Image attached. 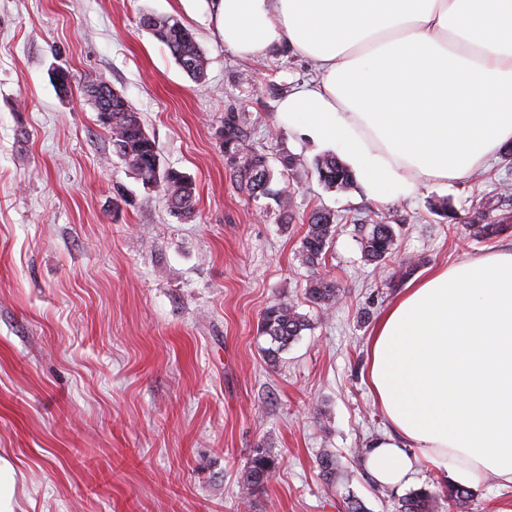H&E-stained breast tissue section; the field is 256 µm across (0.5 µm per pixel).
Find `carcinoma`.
Listing matches in <instances>:
<instances>
[{"label": "carcinoma", "instance_id": "1", "mask_svg": "<svg viewBox=\"0 0 512 512\" xmlns=\"http://www.w3.org/2000/svg\"><path fill=\"white\" fill-rule=\"evenodd\" d=\"M141 27L164 45L181 70L192 80H201L209 64V58L200 47L193 32L177 17L144 13L140 16ZM82 93L112 105V125L104 126L112 140L113 153L127 166L138 170V179L145 185L159 180L163 182V196L171 202L169 212L188 220L195 214L196 187L192 179L182 172L161 165L155 141L141 131L139 113L122 95H114L101 80H89L82 86ZM224 150L245 158L239 168L240 185L251 197L274 195L282 215L290 217L291 198L288 185L274 190L272 174L266 155L251 150L248 135L229 117L224 122ZM314 171L318 180L328 189L343 190L354 184L355 174L336 156L326 155L315 162ZM336 219L323 210H315L308 217V228L302 240V256L305 263L314 267L325 258L335 234ZM361 246L370 262L382 263L391 256L396 244L394 225L381 218H372L362 225ZM471 235L478 241L491 239L506 231L501 224L470 225ZM310 302L323 310L330 309L337 299L336 285L323 278H315L307 285ZM307 329L305 317L287 302H274L260 316V332L268 337L270 346L267 356L276 359L279 352L297 339ZM275 466L274 459L258 450L251 457L240 477L242 490L249 494L260 489ZM320 475L328 483L336 481L338 462L336 456L324 452L318 458ZM471 496L470 490L453 484L441 493L426 488L413 490L399 499V512H438L441 503L448 508H461Z\"/></svg>", "mask_w": 512, "mask_h": 512}]
</instances>
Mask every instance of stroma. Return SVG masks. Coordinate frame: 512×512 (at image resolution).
Masks as SVG:
<instances>
[{
    "label": "stroma",
    "mask_w": 512,
    "mask_h": 512,
    "mask_svg": "<svg viewBox=\"0 0 512 512\" xmlns=\"http://www.w3.org/2000/svg\"><path fill=\"white\" fill-rule=\"evenodd\" d=\"M173 15L209 58L191 80L142 29L144 13ZM73 78L59 96L53 67ZM313 76L280 50L242 60L224 48L214 0H0V457L16 473L14 512H397L404 491L440 490L422 464L405 489L378 486L362 463L386 421L365 383L369 338L406 283L496 249L512 229L476 241L468 225L512 217V162L471 178L426 184L388 205L362 182L326 189L324 151L281 126L279 101ZM98 79L139 113L164 167L196 184V213L177 221L113 154L80 91ZM235 117L280 173L292 155V219L275 199L238 186L224 151ZM494 197L495 207L482 203ZM447 201L456 222L435 206ZM316 209L336 218L324 260L300 253ZM397 226L386 264L367 263L361 225ZM333 281L328 312L309 303L310 279ZM293 304L309 327L269 361L260 316ZM276 465L246 496L239 480L255 450ZM339 465L335 484L321 453ZM464 512H512V485L482 476Z\"/></svg>",
    "instance_id": "stroma-1"
}]
</instances>
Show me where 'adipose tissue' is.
I'll return each mask as SVG.
<instances>
[{"label": "adipose tissue", "mask_w": 512, "mask_h": 512, "mask_svg": "<svg viewBox=\"0 0 512 512\" xmlns=\"http://www.w3.org/2000/svg\"><path fill=\"white\" fill-rule=\"evenodd\" d=\"M225 49L311 59L277 119L333 147L386 204L462 181L512 143V0H215ZM390 430L365 464L398 488L419 466L512 484V251L412 280L370 338Z\"/></svg>", "instance_id": "1"}]
</instances>
